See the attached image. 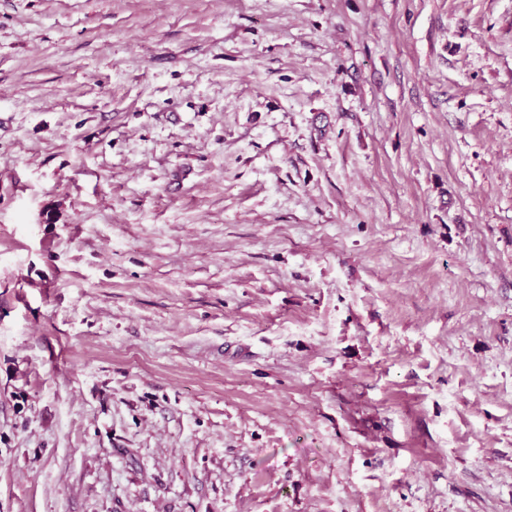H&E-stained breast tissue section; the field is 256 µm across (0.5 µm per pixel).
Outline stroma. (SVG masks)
<instances>
[{
	"instance_id": "stroma-1",
	"label": "stroma",
	"mask_w": 512,
	"mask_h": 512,
	"mask_svg": "<svg viewBox=\"0 0 512 512\" xmlns=\"http://www.w3.org/2000/svg\"><path fill=\"white\" fill-rule=\"evenodd\" d=\"M0 512H512V0H0Z\"/></svg>"
}]
</instances>
